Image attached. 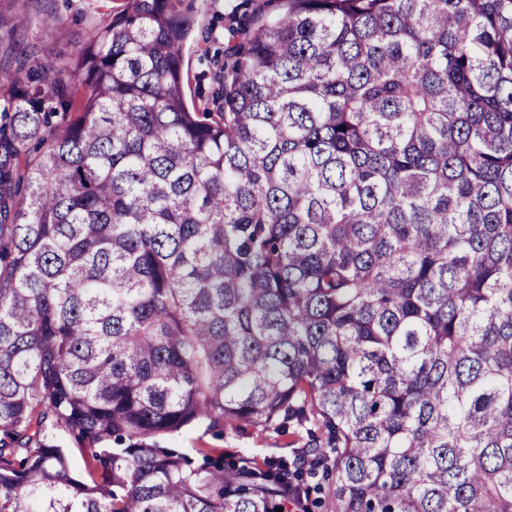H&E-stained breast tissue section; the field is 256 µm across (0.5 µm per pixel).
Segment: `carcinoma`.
Instances as JSON below:
<instances>
[{
	"mask_svg": "<svg viewBox=\"0 0 512 512\" xmlns=\"http://www.w3.org/2000/svg\"><path fill=\"white\" fill-rule=\"evenodd\" d=\"M279 2L214 112L180 0L0 35V512H512V0ZM301 436H281L274 431L260 433L251 427H225L223 432H216L208 427L207 422H203L179 434L167 436L162 442L168 447L179 448L194 459L201 458L199 450L223 453L224 459L243 453L263 465L266 460L293 458L310 438V434L305 432ZM50 434L52 435L56 444L60 445L63 448L70 449L73 458V463L75 465L77 473L82 474L86 478H89L85 471L82 455L78 449L80 448L79 444L77 440L74 438V436L69 431L62 427H55L51 429Z\"/></svg>",
	"mask_w": 512,
	"mask_h": 512,
	"instance_id": "cac0c4a2",
	"label": "carcinoma"
}]
</instances>
